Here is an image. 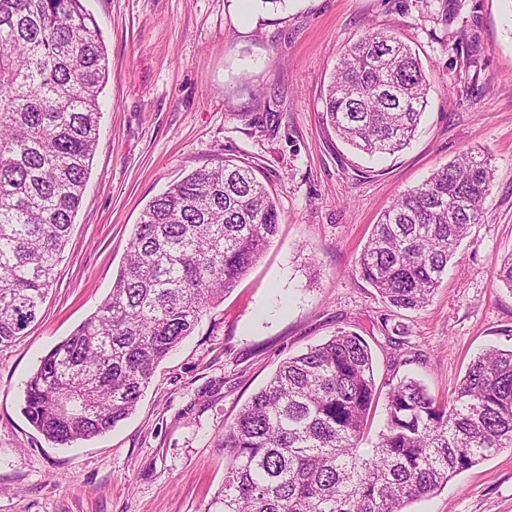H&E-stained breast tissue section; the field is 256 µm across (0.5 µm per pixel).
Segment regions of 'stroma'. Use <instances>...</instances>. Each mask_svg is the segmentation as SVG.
<instances>
[{"instance_id": "obj_1", "label": "stroma", "mask_w": 512, "mask_h": 512, "mask_svg": "<svg viewBox=\"0 0 512 512\" xmlns=\"http://www.w3.org/2000/svg\"><path fill=\"white\" fill-rule=\"evenodd\" d=\"M108 57L90 177L41 318L0 346V512H207L225 424L289 357L337 331L369 344L377 385L447 399L475 356L512 348V0H83ZM389 29L431 88L399 152L368 156L322 120L345 48ZM495 169L485 215L429 305L393 311L357 260L382 212L458 154ZM239 159L276 198L279 233L155 369L135 412L69 447L23 414L41 357L108 296L139 218L196 169ZM409 512H512V448Z\"/></svg>"}]
</instances>
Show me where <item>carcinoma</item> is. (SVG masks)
Wrapping results in <instances>:
<instances>
[{"label": "carcinoma", "instance_id": "obj_1", "mask_svg": "<svg viewBox=\"0 0 512 512\" xmlns=\"http://www.w3.org/2000/svg\"><path fill=\"white\" fill-rule=\"evenodd\" d=\"M108 61L82 0H0V345L37 320L69 239L99 138ZM430 84L415 52L373 31L342 54L326 121L356 150L414 136ZM490 160L463 153L397 197L374 225L359 276L393 308L428 306L483 218ZM279 227L252 166L224 158L154 198L95 313L45 356L23 412L67 446L137 408L157 365L235 288ZM378 388L366 341L341 331L284 361L224 427V487L207 512H404L458 472L512 448V349L489 348L448 400L389 383L386 422L360 451Z\"/></svg>", "mask_w": 512, "mask_h": 512}]
</instances>
